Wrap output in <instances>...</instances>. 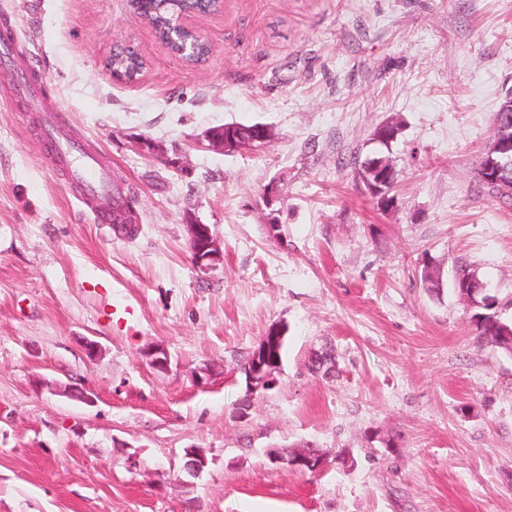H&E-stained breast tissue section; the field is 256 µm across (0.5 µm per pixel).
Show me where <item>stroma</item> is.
<instances>
[{"label":"stroma","mask_w":512,"mask_h":512,"mask_svg":"<svg viewBox=\"0 0 512 512\" xmlns=\"http://www.w3.org/2000/svg\"><path fill=\"white\" fill-rule=\"evenodd\" d=\"M182 23L209 61L128 0H0L18 38L0 63V512H512V357L455 289L468 267L512 322V201L475 176L512 96V0H224ZM117 43L145 58L137 82L106 71ZM28 66L134 193V237L52 167L38 109L8 92ZM231 122L273 136L209 148ZM376 157L389 204L360 177ZM192 222L216 269L195 267ZM273 327L266 389L244 365ZM306 443L318 471L268 459ZM231 124L223 127H213L205 132L204 137L209 147L224 153H231L247 147H256V144H264L272 137L271 129L267 126L260 128L259 135H248L240 128L252 130L259 124ZM189 242L194 247V262L199 268H214L224 261V251L214 237L209 225L196 224L187 226Z\"/></svg>","instance_id":"obj_1"}]
</instances>
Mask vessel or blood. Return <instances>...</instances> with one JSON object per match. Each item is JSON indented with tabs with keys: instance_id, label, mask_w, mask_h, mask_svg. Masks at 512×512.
Here are the masks:
<instances>
[{
	"instance_id": "obj_1",
	"label": "vessel or blood",
	"mask_w": 512,
	"mask_h": 512,
	"mask_svg": "<svg viewBox=\"0 0 512 512\" xmlns=\"http://www.w3.org/2000/svg\"><path fill=\"white\" fill-rule=\"evenodd\" d=\"M22 92L24 96L38 103L41 110V134L45 140L51 142L54 162L64 171L70 183L77 187L79 198H110L109 207L95 212L94 223H114V210L121 207L124 195L113 187L99 156L84 151L77 139L63 132L64 117L61 108L45 99L37 81L26 80Z\"/></svg>"
}]
</instances>
